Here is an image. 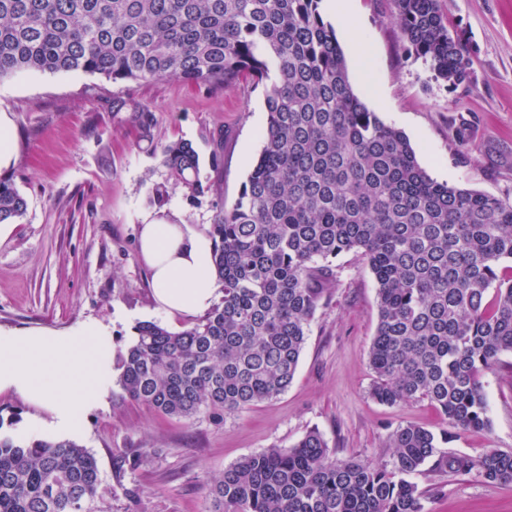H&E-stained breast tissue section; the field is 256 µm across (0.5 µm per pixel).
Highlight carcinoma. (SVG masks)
<instances>
[{"instance_id": "cac0c4a2", "label": "carcinoma", "mask_w": 512, "mask_h": 512, "mask_svg": "<svg viewBox=\"0 0 512 512\" xmlns=\"http://www.w3.org/2000/svg\"><path fill=\"white\" fill-rule=\"evenodd\" d=\"M321 0H0V80L21 71L82 72L114 83L179 78L265 87L258 158L208 235L224 297L191 327H135L116 357L126 395L190 420L240 412L292 383L311 322L336 281L333 260L359 255L376 282L370 395L428 400L460 431L489 425L479 375L512 353V205L432 178L399 129L354 92ZM394 20L434 77H469L466 43L438 0H393ZM168 179L193 197L192 143L161 147ZM27 201L0 178V223ZM412 423L389 435L390 462L336 460L312 429L210 479L212 512H426L422 471L512 483V451L442 452ZM98 464L70 439L0 435V512H92Z\"/></svg>"}]
</instances>
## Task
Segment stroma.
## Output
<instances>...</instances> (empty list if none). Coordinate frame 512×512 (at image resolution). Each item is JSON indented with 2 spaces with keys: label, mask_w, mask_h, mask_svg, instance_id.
<instances>
[{
  "label": "stroma",
  "mask_w": 512,
  "mask_h": 512,
  "mask_svg": "<svg viewBox=\"0 0 512 512\" xmlns=\"http://www.w3.org/2000/svg\"><path fill=\"white\" fill-rule=\"evenodd\" d=\"M450 32L469 48L470 74L452 86L434 79L407 49L392 21V0H360L359 32L368 64L342 43L350 81L368 108L410 140L437 181L512 203V0H439ZM150 109L142 128L133 108ZM15 128L17 152L6 169L27 201L19 224L0 228V329L63 330L93 318L108 325L116 352L135 327L155 321L178 332L189 316L158 309L138 252L141 224L159 211L208 230L216 209L238 196L262 141L265 92L250 80L226 89L167 78L112 83L82 72H22L0 80V113ZM469 123L468 148L454 130ZM224 135V162L213 171V136ZM187 140L212 184L194 198L167 181L160 147ZM166 187L165 205L153 201ZM337 278L317 309L288 390L221 418L190 420L155 412L113 384L106 408L90 414L79 443L99 467L95 512H211L208 480L271 446L288 448L318 430L336 458L372 465L393 454L390 432L415 423L448 424L428 401L396 406L370 395L368 351L377 320L374 277L353 253L335 261ZM489 426L441 443L479 456L512 451V353L480 375ZM147 453L137 468L122 456ZM427 512H512V484L477 475L418 474Z\"/></svg>",
  "instance_id": "35a3bbf8"
}]
</instances>
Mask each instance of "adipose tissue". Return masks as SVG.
<instances>
[{
  "instance_id": "ef3b65f1",
  "label": "adipose tissue",
  "mask_w": 512,
  "mask_h": 512,
  "mask_svg": "<svg viewBox=\"0 0 512 512\" xmlns=\"http://www.w3.org/2000/svg\"><path fill=\"white\" fill-rule=\"evenodd\" d=\"M212 251L210 237L178 215L142 224L139 252L160 309L190 316L212 307L220 291ZM115 358L111 331L96 319L60 332L0 330V393L32 407L30 428L75 439L107 404Z\"/></svg>"
}]
</instances>
